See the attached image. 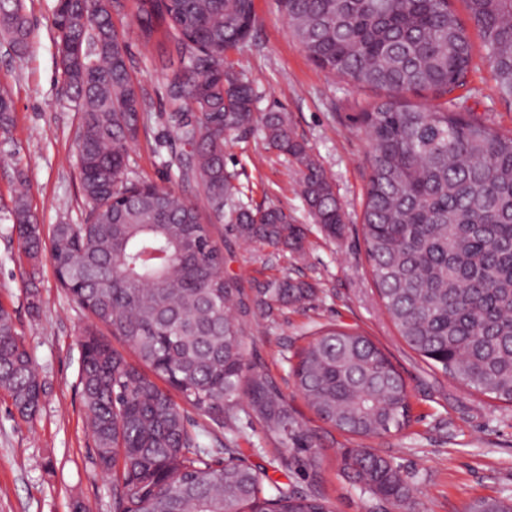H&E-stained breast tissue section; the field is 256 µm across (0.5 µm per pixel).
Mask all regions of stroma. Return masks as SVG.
<instances>
[{
    "label": "stroma",
    "mask_w": 512,
    "mask_h": 512,
    "mask_svg": "<svg viewBox=\"0 0 512 512\" xmlns=\"http://www.w3.org/2000/svg\"><path fill=\"white\" fill-rule=\"evenodd\" d=\"M56 0H26L31 43L24 59L0 48V89L14 101L15 122L0 139V204H9L17 171H24L27 199L44 232L57 224L82 223L86 206L79 183L76 134L80 112L63 99L52 17ZM251 36L230 50L224 62L257 87L260 111L285 110L296 134L317 156L349 222L341 237L326 238L312 224L299 194L294 165L254 136L224 146L227 170L247 190L252 206L274 203L307 227L303 259L273 247L245 243L227 225L212 236L224 251V274L243 288L282 276L306 280L319 290L304 308L289 307L275 321L245 318L246 359L269 369L287 394L298 419L319 438L308 452L275 447L262 427L239 413L235 446L272 480L303 491H320L333 512H383L385 505L364 495L341 465L340 450L356 438L319 421L293 387L289 355L305 333L333 323L368 336L388 355L405 379L411 425L373 441L410 476L419 512H466L479 500L512 498V405L460 385L431 368L398 336L379 298L366 260L362 234L363 197L368 182L370 144L359 112L377 91L354 87L317 67L293 40L278 0H255ZM113 22L129 46L131 74L144 99L145 121L129 150L136 176L164 185L189 201L195 188L168 167L159 41L139 36L131 9L114 12ZM459 104L502 130L512 129V105L503 102L482 43L474 45V71ZM21 257L12 226L0 223V305L15 319L46 383L39 412L31 421L15 414L0 392V512H116L112 477L96 464L86 428L78 375L80 333L85 317L61 288L49 254L38 262V313L28 308L20 280Z\"/></svg>",
    "instance_id": "stroma-1"
}]
</instances>
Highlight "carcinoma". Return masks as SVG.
<instances>
[{
  "mask_svg": "<svg viewBox=\"0 0 512 512\" xmlns=\"http://www.w3.org/2000/svg\"><path fill=\"white\" fill-rule=\"evenodd\" d=\"M297 45L322 70L356 87L386 92L359 122L371 144L363 238L379 301L404 342L453 380L512 404V130L502 132L458 109L453 93L469 84L473 46L482 35L501 100L512 103V0H279ZM121 0H57L58 48L87 49L89 78H70L81 112L77 163L90 205L83 224H56L44 240L17 171L19 189L0 221L13 224L19 251L36 260L49 250L59 283L87 312L79 386L96 460L112 474L119 512H245L262 497L275 512H331L321 495L303 494L238 459L225 464L198 442L182 404L217 428L249 415L277 444L307 451L315 437L294 417L270 373L249 366L236 314L272 321L316 295L286 275L245 293L224 276L211 225L239 238L302 257L306 229L288 210L245 204L224 165V144L258 134L292 160L312 221L329 238L347 216L309 145L288 115L260 113L259 94L224 53L256 23L254 0H133L142 41L166 33V122L179 149L170 165L193 184L206 215L156 183L128 176L144 100L129 68V47L112 13ZM31 26L25 0H0V39L23 59ZM428 91L433 109L401 101ZM14 123V103L0 91V136ZM36 266L22 273L29 307ZM127 345L130 362L112 347ZM294 387L325 424L380 439L410 426L406 383L368 337L320 326L295 354ZM163 381L182 399L160 388ZM0 390L18 416L39 411L45 382L0 305ZM341 463L361 492L416 512L408 477L372 448H345ZM468 512H512V501H479Z\"/></svg>",
  "mask_w": 512,
  "mask_h": 512,
  "instance_id": "carcinoma-1",
  "label": "carcinoma"
}]
</instances>
